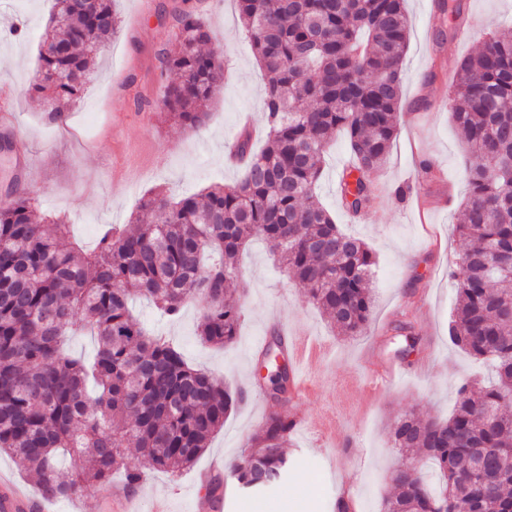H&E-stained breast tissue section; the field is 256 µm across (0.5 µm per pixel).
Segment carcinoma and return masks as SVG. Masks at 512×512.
<instances>
[{"mask_svg": "<svg viewBox=\"0 0 512 512\" xmlns=\"http://www.w3.org/2000/svg\"><path fill=\"white\" fill-rule=\"evenodd\" d=\"M114 0H83L66 9L55 0L43 35L37 74L26 89L52 101L60 116L90 78V56L117 35ZM253 53L268 77L267 142L252 152L244 133L236 151L249 159L243 178L177 202L152 194L135 223L108 227L90 251L66 248L70 225L45 223L28 192L0 204V453L31 472L47 500L71 498L91 482L107 484L125 468L129 487L146 472L126 467L133 447L149 468L176 473L192 466L227 414L246 399L241 389L189 366L180 348L148 334L129 302L143 298L178 318L205 302L198 336L225 347L239 336L241 305L230 285L241 281L240 257L262 239L311 304L344 336H360L373 306L375 258L344 233L315 192L323 154L344 134L355 166L339 179L343 208L353 215L377 202L372 174L398 131L403 61L409 40L405 0H236ZM460 24L462 0H440ZM175 43L158 53L161 73L175 71L155 111L197 128L202 108L224 83L221 52L192 12L176 16ZM452 106L465 149L469 196L459 237L465 249L453 278L458 303L448 325L452 343L494 363L496 380L473 390L464 383L446 419L412 413L394 421V446L430 461L438 488L424 473L392 470L396 494L381 512H506L512 507V31L454 67ZM88 331L97 343L87 365L66 354L61 337ZM406 351L421 342L413 324L392 328ZM296 420L270 412L247 449L225 465L242 489L275 481L291 465ZM70 467L58 465L59 456ZM490 480L473 476L477 461Z\"/></svg>", "mask_w": 512, "mask_h": 512, "instance_id": "cac0c4a2", "label": "carcinoma"}]
</instances>
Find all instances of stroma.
<instances>
[{"label": "stroma", "instance_id": "35a3bbf8", "mask_svg": "<svg viewBox=\"0 0 512 512\" xmlns=\"http://www.w3.org/2000/svg\"><path fill=\"white\" fill-rule=\"evenodd\" d=\"M465 3L472 34L464 40L446 29L437 0L405 4L410 37L403 100L397 136L373 175L381 190L378 205L354 217L340 203L336 185L351 157L344 135H336L324 157L321 202L376 260L373 311L362 335H338L258 241L243 257L242 324L226 348L205 346L197 335L203 301L189 304L173 321L146 301L134 302V315L173 340L190 366L249 393L191 468L174 474L147 470L135 490L136 512H151L160 497L169 512H198L207 492L198 481L201 472L214 457H237L279 407L255 376L274 321L326 345L327 352L309 369L302 398L282 406L298 420L287 477L252 494L224 479V512H336L346 492L359 512H380L389 474L400 460L391 424L407 413L448 417L463 381L487 383L489 366L448 340L456 304L451 273L464 249L455 226L469 193L466 153L452 118L451 67L481 49L492 31L512 27V0ZM51 8L52 0H0V87L8 89L0 108L14 117L11 127H0V141L20 134L14 152L0 150V204L8 201L11 185L26 188L40 214L71 224L69 244L89 249L106 226L129 223L149 193L164 190L179 199L241 179L243 166L230 155L247 127L255 131V149L264 145L266 78L233 0H117L120 31L95 58L81 98L54 122L46 120L42 99L18 93L36 74ZM179 9L200 15L224 63V86L197 130L165 123L152 109L176 79L159 72L157 54L176 39L171 14ZM139 97L145 107L136 105ZM399 319L410 320L422 336L405 360L389 331ZM396 361L405 367L401 377L376 391L365 387L374 370Z\"/></svg>", "mask_w": 512, "mask_h": 512}]
</instances>
